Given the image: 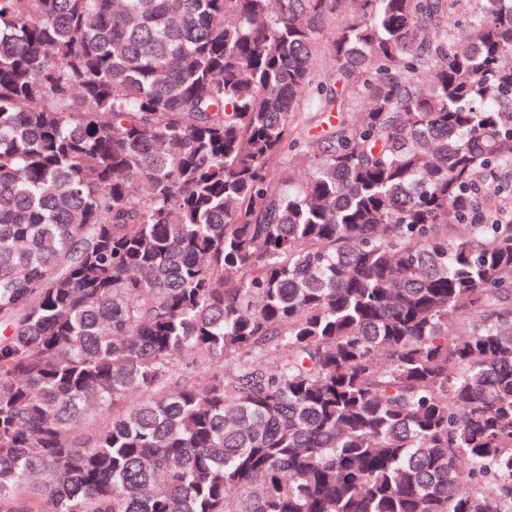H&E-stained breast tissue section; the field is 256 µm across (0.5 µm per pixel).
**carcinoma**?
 Returning <instances> with one entry per match:
<instances>
[{
  "mask_svg": "<svg viewBox=\"0 0 512 512\" xmlns=\"http://www.w3.org/2000/svg\"><path fill=\"white\" fill-rule=\"evenodd\" d=\"M471 2L0 0V512H512Z\"/></svg>",
  "mask_w": 512,
  "mask_h": 512,
  "instance_id": "carcinoma-1",
  "label": "carcinoma"
}]
</instances>
